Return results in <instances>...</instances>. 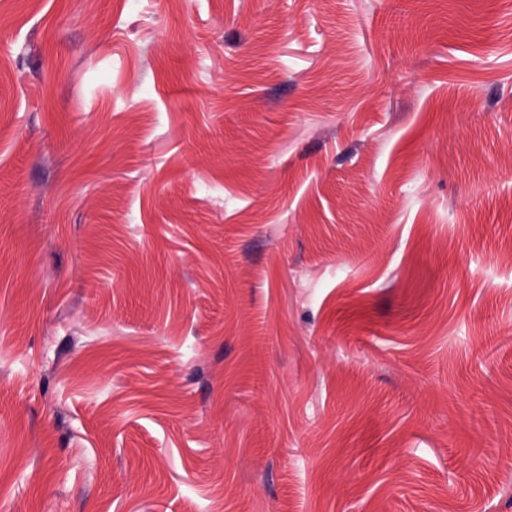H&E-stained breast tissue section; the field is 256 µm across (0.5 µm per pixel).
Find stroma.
<instances>
[{
	"label": "stroma",
	"instance_id": "obj_1",
	"mask_svg": "<svg viewBox=\"0 0 512 512\" xmlns=\"http://www.w3.org/2000/svg\"><path fill=\"white\" fill-rule=\"evenodd\" d=\"M0 512H512V0H0Z\"/></svg>",
	"mask_w": 512,
	"mask_h": 512
}]
</instances>
